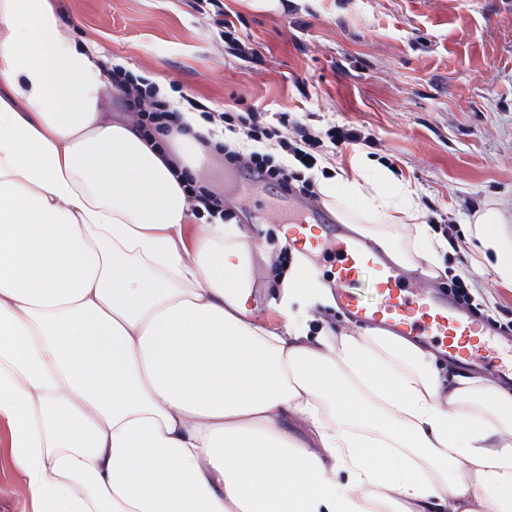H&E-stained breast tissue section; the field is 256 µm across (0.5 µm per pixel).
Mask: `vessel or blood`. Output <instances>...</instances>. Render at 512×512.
I'll return each instance as SVG.
<instances>
[{"mask_svg": "<svg viewBox=\"0 0 512 512\" xmlns=\"http://www.w3.org/2000/svg\"><path fill=\"white\" fill-rule=\"evenodd\" d=\"M286 238L289 247L307 258L335 252L334 297L355 323L425 340L445 357L478 361L498 373H512V337L487 335L479 319L451 301L415 294L397 269L371 254L362 239L342 233L331 237L321 224L305 221L289 225ZM365 284L373 289V300L363 298L360 288Z\"/></svg>", "mask_w": 512, "mask_h": 512, "instance_id": "1", "label": "vessel or blood"}]
</instances>
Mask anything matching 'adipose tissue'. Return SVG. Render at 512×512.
<instances>
[{
	"label": "adipose tissue",
	"mask_w": 512,
	"mask_h": 512,
	"mask_svg": "<svg viewBox=\"0 0 512 512\" xmlns=\"http://www.w3.org/2000/svg\"><path fill=\"white\" fill-rule=\"evenodd\" d=\"M95 53L53 0H0V447L33 512H512V389L313 323L302 299L336 302L295 268L257 321L265 239L195 224L185 187L223 135L112 117ZM371 166L320 180L324 202L438 277L447 241ZM469 231L512 287L500 210ZM255 268V288H253V302L255 306V316L260 322H264L270 312L271 308L269 304L276 300L279 301V297L275 293V289L271 288L272 274L267 266L265 260L256 254L254 259Z\"/></svg>",
	"instance_id": "ef3b65f1"
}]
</instances>
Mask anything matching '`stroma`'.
Masks as SVG:
<instances>
[{
  "label": "stroma",
  "instance_id": "stroma-1",
  "mask_svg": "<svg viewBox=\"0 0 512 512\" xmlns=\"http://www.w3.org/2000/svg\"><path fill=\"white\" fill-rule=\"evenodd\" d=\"M77 42L216 111L300 114L310 128L350 123L414 189L422 221L466 229L474 209L512 224V0H221L239 44L225 42L196 0H54ZM213 156L201 179L253 231L308 216L276 185ZM494 311L503 287L472 247L445 253ZM0 512H32L22 473L0 447Z\"/></svg>",
  "mask_w": 512,
  "mask_h": 512
}]
</instances>
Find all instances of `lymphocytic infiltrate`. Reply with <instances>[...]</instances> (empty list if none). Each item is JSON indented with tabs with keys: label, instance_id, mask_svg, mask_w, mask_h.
<instances>
[{
	"label": "lymphocytic infiltrate",
	"instance_id": "lymphocytic-infiltrate-1",
	"mask_svg": "<svg viewBox=\"0 0 512 512\" xmlns=\"http://www.w3.org/2000/svg\"><path fill=\"white\" fill-rule=\"evenodd\" d=\"M112 87L134 105L139 125L148 135L176 124L185 107L217 121L235 136L234 141L224 145L225 162L244 166L248 174L276 184L286 194L317 198L318 174L326 150L343 145L372 149L377 144L375 136L361 128L334 123L325 130L314 131L285 112L248 108L216 114L192 98L170 99L148 78L120 66L112 69Z\"/></svg>",
	"mask_w": 512,
	"mask_h": 512
}]
</instances>
